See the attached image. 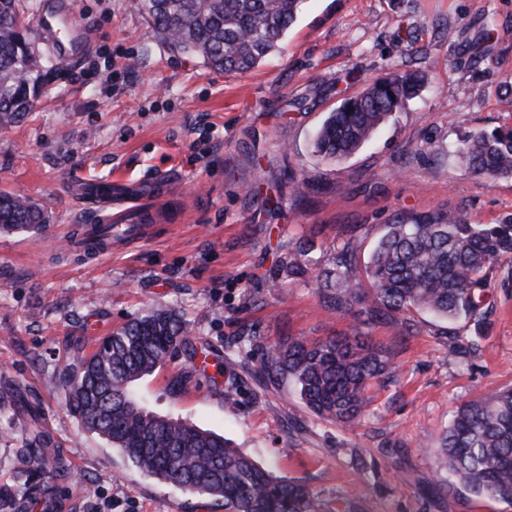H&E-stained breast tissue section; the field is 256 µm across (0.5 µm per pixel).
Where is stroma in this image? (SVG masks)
Returning <instances> with one entry per match:
<instances>
[{"mask_svg":"<svg viewBox=\"0 0 512 512\" xmlns=\"http://www.w3.org/2000/svg\"><path fill=\"white\" fill-rule=\"evenodd\" d=\"M78 8L86 51L48 71L21 122L0 126V191L50 217L38 233L0 234V485L25 479L17 388L70 466L64 512H225L134 470L67 407L77 352L66 337L91 348L145 310L175 308L215 363L177 350L131 386L148 411L224 435L306 484L318 512H512L421 481L456 408L512 383V261L494 271L484 333L424 312L409 336L369 329L392 378L373 385L355 427L317 418L292 386L258 373L281 337L354 332L353 318L320 305L312 276L289 277L298 250L324 267L354 233L364 262L399 211L512 215V179L466 172L451 151L470 131L512 125V0H308L280 52L232 74L171 51L129 0ZM406 69L427 72L420 95L355 155L312 154L343 97ZM74 175L111 181L116 200L164 180V217L85 252L75 238L98 213L69 189ZM302 178L313 187L299 201Z\"/></svg>","mask_w":512,"mask_h":512,"instance_id":"stroma-1","label":"stroma"}]
</instances>
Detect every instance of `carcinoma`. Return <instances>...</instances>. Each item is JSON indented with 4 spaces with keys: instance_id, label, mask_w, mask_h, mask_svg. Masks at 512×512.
I'll use <instances>...</instances> for the list:
<instances>
[{
    "instance_id": "cac0c4a2",
    "label": "carcinoma",
    "mask_w": 512,
    "mask_h": 512,
    "mask_svg": "<svg viewBox=\"0 0 512 512\" xmlns=\"http://www.w3.org/2000/svg\"><path fill=\"white\" fill-rule=\"evenodd\" d=\"M21 0H0V125L18 122L41 90L42 65L19 23ZM306 0H137L159 37L175 53L213 71L253 69L281 50ZM425 82L420 70L391 72L344 99L312 141L322 160H343L361 149ZM459 165L490 179H512V126L480 130L454 148ZM48 217L27 198L0 193V233L36 232ZM86 247L112 245V225L94 224ZM351 237L315 274L319 302L370 327L380 321L403 336L415 331L410 314L427 312L448 323L482 329L497 264L512 258V216L480 224L463 210L397 212L359 266ZM196 337L174 309L149 310L104 337L67 375V406L82 426L118 449L136 470L189 493L224 500L225 512H316L303 483L274 476L224 437L191 423L154 415L130 392L131 383L161 367L179 347L193 355ZM267 378L291 381L318 418L349 428L369 402V384L390 378L387 351L363 336L310 340L287 336L266 348ZM27 428L20 452L26 478L0 487V512H59L56 482L70 471L36 412L16 395ZM448 474V492L512 504V387L460 406L426 480Z\"/></svg>"
}]
</instances>
